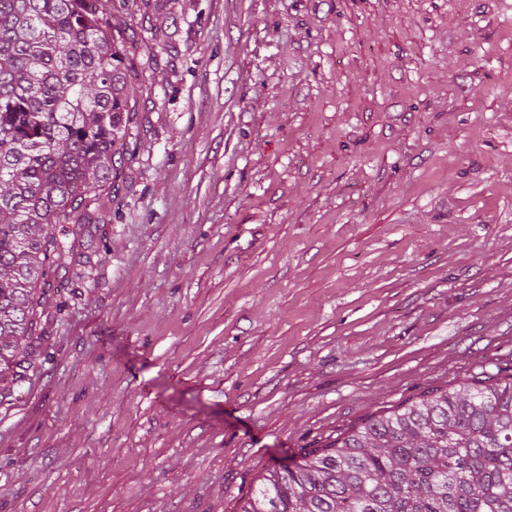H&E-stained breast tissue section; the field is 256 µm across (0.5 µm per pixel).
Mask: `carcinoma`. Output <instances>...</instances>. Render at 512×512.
I'll return each instance as SVG.
<instances>
[{"mask_svg": "<svg viewBox=\"0 0 512 512\" xmlns=\"http://www.w3.org/2000/svg\"><path fill=\"white\" fill-rule=\"evenodd\" d=\"M150 0H0V380L22 394L52 276L111 211L133 81L170 46L112 26ZM240 512H512V374L427 389L268 471Z\"/></svg>", "mask_w": 512, "mask_h": 512, "instance_id": "cac0c4a2", "label": "carcinoma"}]
</instances>
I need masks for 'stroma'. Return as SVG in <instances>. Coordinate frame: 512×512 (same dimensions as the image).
Returning a JSON list of instances; mask_svg holds the SVG:
<instances>
[{"mask_svg": "<svg viewBox=\"0 0 512 512\" xmlns=\"http://www.w3.org/2000/svg\"><path fill=\"white\" fill-rule=\"evenodd\" d=\"M120 204L59 275L0 512H239L512 367V0H159Z\"/></svg>", "mask_w": 512, "mask_h": 512, "instance_id": "obj_1", "label": "stroma"}]
</instances>
